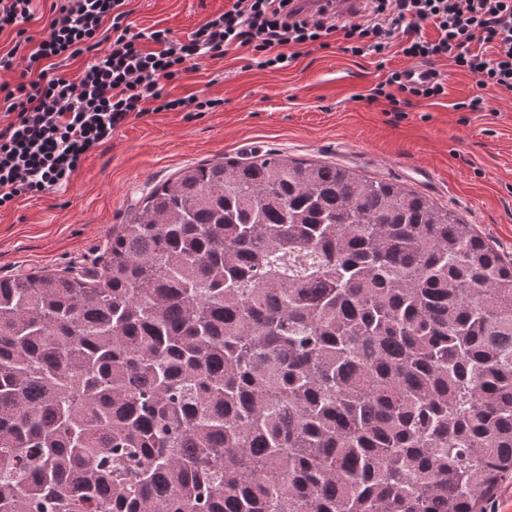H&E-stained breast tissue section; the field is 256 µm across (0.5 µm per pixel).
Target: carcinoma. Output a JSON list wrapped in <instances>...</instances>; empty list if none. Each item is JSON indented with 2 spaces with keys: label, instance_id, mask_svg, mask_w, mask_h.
Masks as SVG:
<instances>
[{
  "label": "carcinoma",
  "instance_id": "cac0c4a2",
  "mask_svg": "<svg viewBox=\"0 0 512 512\" xmlns=\"http://www.w3.org/2000/svg\"><path fill=\"white\" fill-rule=\"evenodd\" d=\"M101 270L0 279V512H485L512 262L278 154L154 188Z\"/></svg>",
  "mask_w": 512,
  "mask_h": 512
}]
</instances>
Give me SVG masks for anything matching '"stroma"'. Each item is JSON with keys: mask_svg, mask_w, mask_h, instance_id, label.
Segmentation results:
<instances>
[{"mask_svg": "<svg viewBox=\"0 0 512 512\" xmlns=\"http://www.w3.org/2000/svg\"><path fill=\"white\" fill-rule=\"evenodd\" d=\"M228 4L130 0L128 21L133 31L160 28L182 39ZM341 42L337 36L331 47L303 48L284 71L251 66L243 50L189 67L167 92L219 98L222 106L194 118L173 111L130 118L66 188L0 209V278L101 266L113 231L155 186L187 167L267 153L407 187L448 207L512 258V97L438 60L433 68L445 95L397 114L387 102L366 101L385 74L341 52ZM476 95L488 111L460 109Z\"/></svg>", "mask_w": 512, "mask_h": 512, "instance_id": "35a3bbf8", "label": "stroma"}]
</instances>
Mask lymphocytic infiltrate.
Returning a JSON list of instances; mask_svg holds the SVG:
<instances>
[{"mask_svg": "<svg viewBox=\"0 0 512 512\" xmlns=\"http://www.w3.org/2000/svg\"><path fill=\"white\" fill-rule=\"evenodd\" d=\"M32 2L0 0V32L15 34L0 53V70L22 75L15 86H0V208L67 187L87 154L130 117L217 107V100L195 94L172 96L165 85L190 64L232 49L247 50L257 68L285 70L297 60V47L326 48L341 35L343 53L371 57L387 72L367 101L386 100L397 113L446 89L436 76L411 83L403 71L387 70L395 47L426 66L448 59L479 86L512 96V0H364L350 17L294 0H232L183 40L166 29L132 32L127 0H52L48 34L34 48L25 29ZM426 24L435 39L423 35ZM80 56L87 63L77 77L61 73L62 62Z\"/></svg>", "mask_w": 512, "mask_h": 512, "instance_id": "1", "label": "lymphocytic infiltrate"}]
</instances>
